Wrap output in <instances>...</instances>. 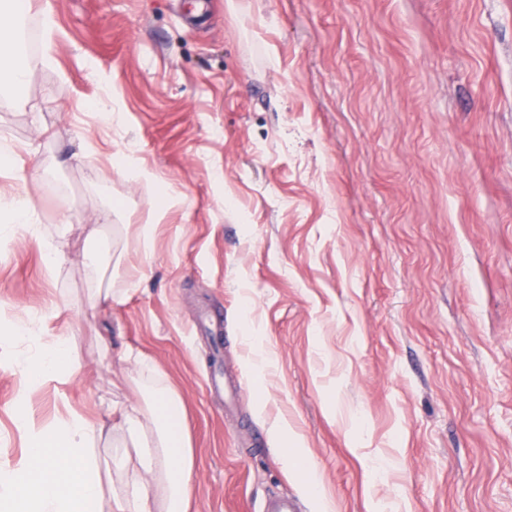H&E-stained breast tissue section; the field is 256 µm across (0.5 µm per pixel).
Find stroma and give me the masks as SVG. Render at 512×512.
Returning <instances> with one entry per match:
<instances>
[{"label":"stroma","mask_w":512,"mask_h":512,"mask_svg":"<svg viewBox=\"0 0 512 512\" xmlns=\"http://www.w3.org/2000/svg\"><path fill=\"white\" fill-rule=\"evenodd\" d=\"M47 3L56 51L0 97L40 231L0 242V321L77 372L26 386L0 339V465L20 409L82 414L107 510L112 410L166 385L190 512H316L282 422L332 512H512V0ZM276 435L282 447L281 457L286 468H288V464H293L294 460L298 458H307L305 448H301V441L293 436L290 431L288 432L287 423H281L277 426Z\"/></svg>","instance_id":"35a3bbf8"}]
</instances>
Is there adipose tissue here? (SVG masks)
<instances>
[{
  "label": "adipose tissue",
  "mask_w": 512,
  "mask_h": 512,
  "mask_svg": "<svg viewBox=\"0 0 512 512\" xmlns=\"http://www.w3.org/2000/svg\"><path fill=\"white\" fill-rule=\"evenodd\" d=\"M16 46L15 20L0 0L1 89L27 80L26 67L12 61ZM8 333L28 342L13 361L27 385L64 383L71 364L65 340H44L33 318L9 324ZM181 416L179 398L171 392L156 395L144 411H113L112 428L136 462L133 477L112 493L113 512H187L194 459ZM25 428L27 453L0 468V512H97L103 488L92 448L95 427L74 413L55 427L29 422Z\"/></svg>",
  "instance_id": "obj_1"
}]
</instances>
